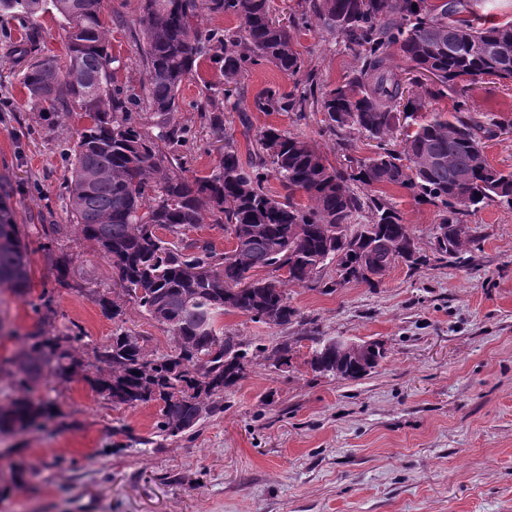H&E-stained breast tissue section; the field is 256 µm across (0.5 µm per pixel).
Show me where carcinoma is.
Masks as SVG:
<instances>
[{"mask_svg": "<svg viewBox=\"0 0 512 512\" xmlns=\"http://www.w3.org/2000/svg\"><path fill=\"white\" fill-rule=\"evenodd\" d=\"M0 0V13L30 20L51 10L59 17L68 62L42 58L28 66L24 87L48 110H80L90 124L77 131L65 176L70 223L52 224L58 241L74 234L93 242L119 270L123 295L135 300L172 337L163 354L148 339L119 330L92 348L95 363L84 364L81 333L46 334L56 318L53 292L32 304L40 325L24 336L20 356L9 362L18 395L0 408V433L23 430L39 418L55 416L53 403L33 396L48 376L85 381L115 405L161 404L157 436L177 440L207 416L224 411V391L252 362L246 344L216 328L218 318L235 311L253 321L286 325L297 315L286 287H323L322 271L336 263L354 274L369 255L389 267L401 256L399 245L413 239L399 211L379 196L361 197L352 185L395 186L438 208L442 224L458 231L450 246L430 252L414 246L412 268L434 256L463 259L473 242L461 216L491 203L512 208V170L492 165L485 141L504 129L487 122L470 104L472 85L512 81V20L477 27L464 17L469 0H302L282 25L272 18L270 0H142L138 18L142 43L140 89L114 84L124 62L109 52V30L102 22V0ZM231 16L238 25L220 33L201 28L208 15ZM314 29L352 52L358 66L345 82L320 93L321 111L337 134L356 131L383 141L394 136L393 113L403 110L416 129L403 152L384 150L354 161L346 155L335 167L319 148L297 135L267 127L256 135L254 159L245 164L233 136L224 135L223 153L212 172L186 176L176 146L186 131L170 122L184 81L209 57L223 62L222 95L205 92L202 112L238 111V85L251 68L270 64L285 74L305 67L294 31ZM42 34L30 26L20 54H38ZM314 79L285 92L269 86L253 103L258 112H305L315 96ZM456 103L453 119L428 112L432 101ZM159 118L157 133L147 131L136 110ZM275 177L281 191L265 183ZM302 192L308 203L296 202ZM368 212L366 233L355 241L328 235L338 224H356ZM210 222L236 240L231 252L190 240L187 232ZM154 225L175 234L164 240L148 233ZM30 252L11 211L0 204V287L26 294ZM208 268L211 276L190 274ZM264 269L270 278L253 280L225 297L243 275ZM256 352L278 368L288 364V346ZM313 371L344 380L361 378L354 362L333 352L313 350ZM206 380L200 387L199 379Z\"/></svg>", "mask_w": 512, "mask_h": 512, "instance_id": "obj_1", "label": "carcinoma"}]
</instances>
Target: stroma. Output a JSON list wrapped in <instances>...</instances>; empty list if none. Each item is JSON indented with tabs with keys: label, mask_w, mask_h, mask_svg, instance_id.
<instances>
[{
	"label": "stroma",
	"mask_w": 512,
	"mask_h": 512,
	"mask_svg": "<svg viewBox=\"0 0 512 512\" xmlns=\"http://www.w3.org/2000/svg\"><path fill=\"white\" fill-rule=\"evenodd\" d=\"M140 4L102 0L110 50L125 63L117 81L133 86L143 79ZM25 26L0 17V195L31 249L28 298L0 288V318L16 332L0 337V361L22 351L39 323L30 302L45 290L55 295L54 328L77 324L86 347L122 329L167 352L168 333L134 302L123 301L121 316L104 313L100 298L120 288L93 243L73 236L56 245L70 261L65 287L44 255L45 225L68 221L64 153L88 119L79 111L58 117L30 100L22 83L28 61L10 50ZM297 40L321 89L357 66L331 37L303 29ZM306 78L268 65L245 75L239 97L249 126L240 113L224 115L242 159L255 131L269 125L312 141L333 164L371 156L374 142L355 131L337 138L319 104L300 117L254 111L267 86L288 92ZM223 83L220 64L207 59L180 89L172 120L190 131L181 149L189 178L218 163L221 144L199 104L205 85ZM471 100L487 120L512 123V81L477 84ZM383 194L427 244L437 208L403 189ZM464 223L475 237L466 263L399 262L375 288H289L298 315L285 326L221 317L225 334L243 342L287 345L289 363L256 359L225 393L223 412L178 441L155 444L158 403L117 406L84 381L47 378L39 393L55 404L52 429L0 434V481L12 485L0 512H512V208L492 204ZM328 336L378 342L386 357L357 380L314 372L315 341ZM18 470L24 478L12 482Z\"/></svg>",
	"instance_id": "obj_1"
}]
</instances>
